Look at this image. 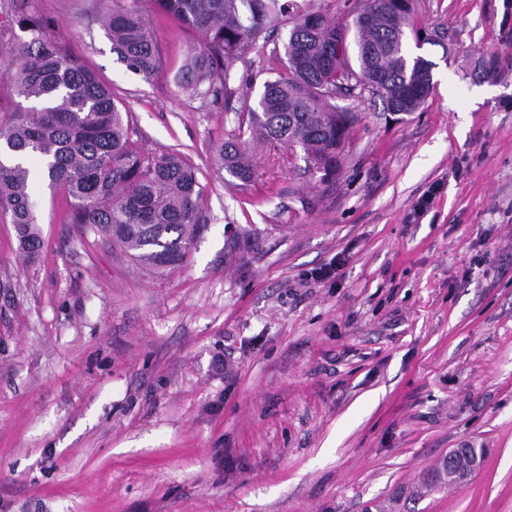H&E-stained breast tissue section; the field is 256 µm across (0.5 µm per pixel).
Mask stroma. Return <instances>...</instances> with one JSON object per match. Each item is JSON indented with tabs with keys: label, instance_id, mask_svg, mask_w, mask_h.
I'll use <instances>...</instances> for the list:
<instances>
[{
	"label": "stroma",
	"instance_id": "stroma-1",
	"mask_svg": "<svg viewBox=\"0 0 512 512\" xmlns=\"http://www.w3.org/2000/svg\"><path fill=\"white\" fill-rule=\"evenodd\" d=\"M107 7L34 0L142 147L198 168L207 222L157 274L48 187L36 262L0 215V512H512L504 0H412L444 37L420 49L424 105H360L327 187L285 145L250 143L243 191L216 147L263 76L240 66L236 95L202 105L176 79L196 35L144 0L164 60L147 79L113 54ZM468 446L487 454L467 484L429 489Z\"/></svg>",
	"mask_w": 512,
	"mask_h": 512
}]
</instances>
